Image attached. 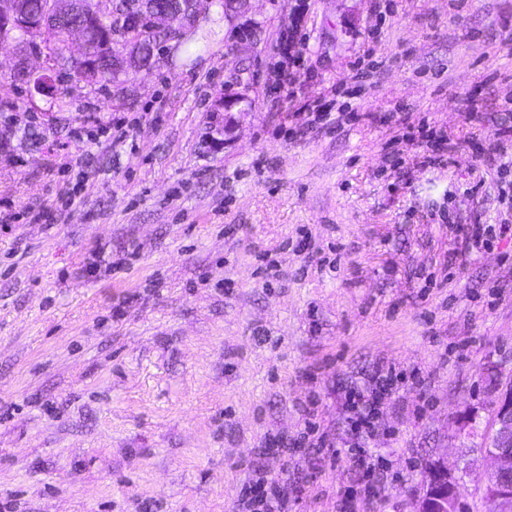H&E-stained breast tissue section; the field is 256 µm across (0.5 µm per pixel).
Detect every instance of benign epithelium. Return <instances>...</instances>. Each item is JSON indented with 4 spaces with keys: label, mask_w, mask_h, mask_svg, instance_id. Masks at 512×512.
I'll use <instances>...</instances> for the list:
<instances>
[{
    "label": "benign epithelium",
    "mask_w": 512,
    "mask_h": 512,
    "mask_svg": "<svg viewBox=\"0 0 512 512\" xmlns=\"http://www.w3.org/2000/svg\"><path fill=\"white\" fill-rule=\"evenodd\" d=\"M203 0H129L119 5L121 26L112 29L104 19L112 17V0H47L44 10L30 12L28 0H0V39L14 44L17 62L12 77L23 79L32 74L26 56L39 47V41L54 30L67 41L77 34L83 51L68 60L77 67L85 83L103 76L102 60L111 64L112 85L121 89L122 77L155 63V51L137 37L146 29L166 36V49L178 46L189 30L197 25ZM249 0H230L224 19L234 21L246 15ZM484 454L493 467L483 487L488 512H512V391L498 397L494 425L487 438ZM427 482L417 499L415 512H464L461 486L454 471L440 456L426 469Z\"/></svg>",
    "instance_id": "7a95c632"
}]
</instances>
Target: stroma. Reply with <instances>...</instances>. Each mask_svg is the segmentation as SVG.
I'll use <instances>...</instances> for the list:
<instances>
[{"label":"stroma","mask_w":512,"mask_h":512,"mask_svg":"<svg viewBox=\"0 0 512 512\" xmlns=\"http://www.w3.org/2000/svg\"><path fill=\"white\" fill-rule=\"evenodd\" d=\"M293 3L211 8L118 102L61 68L38 94L0 48V512H238L256 474L288 512H414L437 455L485 512L512 237L455 227L512 222L467 115L512 124V0H310L295 93L365 115L331 133L275 90ZM389 366L360 465L345 394ZM426 141L427 152H430L426 157H424V164H442L444 162L443 157L445 154L448 155V152H451V145L447 142L444 136H438L434 130L430 132L427 136L424 137ZM430 150V151H429ZM456 232L464 250L480 247L486 241L483 236L487 230L483 224H459Z\"/></svg>","instance_id":"35a3bbf8"}]
</instances>
